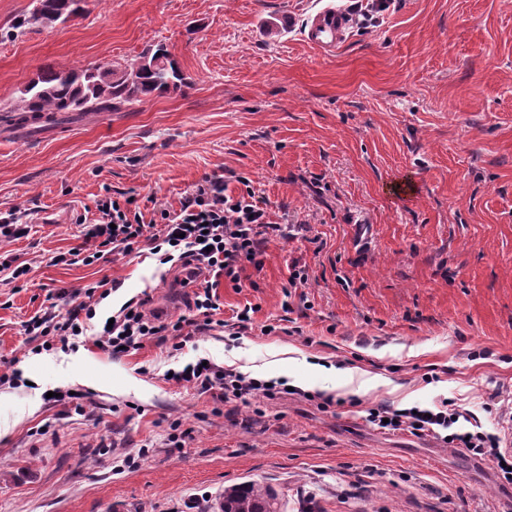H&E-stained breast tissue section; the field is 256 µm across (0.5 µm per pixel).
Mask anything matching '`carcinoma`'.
<instances>
[{"instance_id":"carcinoma-1","label":"carcinoma","mask_w":512,"mask_h":512,"mask_svg":"<svg viewBox=\"0 0 512 512\" xmlns=\"http://www.w3.org/2000/svg\"><path fill=\"white\" fill-rule=\"evenodd\" d=\"M33 11L13 29L65 24L82 11L84 0H35ZM180 65L162 44L124 66L101 62L90 68H44L21 92L15 106L0 117L28 134L79 120L88 114L115 112L125 104L186 86ZM224 512H280L277 494L257 481L224 489Z\"/></svg>"}]
</instances>
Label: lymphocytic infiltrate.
I'll return each mask as SVG.
<instances>
[{
    "mask_svg": "<svg viewBox=\"0 0 512 512\" xmlns=\"http://www.w3.org/2000/svg\"><path fill=\"white\" fill-rule=\"evenodd\" d=\"M96 209L95 222L84 225L79 244L60 254L59 262L90 265L105 255H126L139 245H149L158 253L160 264L169 263L200 277L202 284L188 302L189 312L177 320H166L148 310V297H134L114 313L111 328L97 330L91 324L96 314L97 285L86 286L80 292L61 289L52 298L65 302V310L50 307L33 316L24 328L30 342L40 343L45 350L55 345L74 350L90 341L114 356L154 342L169 345L176 355L196 336L212 331L240 336L250 329L252 317L246 308L237 312L234 322L218 319L221 297L217 288L223 281L241 288V274L246 268L262 272L265 247L281 234L280 225L269 221L265 209L254 202L252 192L230 194L223 176L216 174L205 178L182 199L178 214L163 210L155 221H144L130 201L109 195L97 201ZM172 380L223 404H247L257 398L275 400L286 394L288 387L282 379L269 383L212 361L204 364L198 360L173 371ZM462 416V411L444 400L436 408L417 411L380 404L367 420L382 431L447 438L449 447L502 463L503 478L512 482V457L500 452L498 436L459 428Z\"/></svg>",
    "mask_w": 512,
    "mask_h": 512,
    "instance_id": "obj_1",
    "label": "lymphocytic infiltrate"
}]
</instances>
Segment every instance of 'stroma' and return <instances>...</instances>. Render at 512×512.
Segmentation results:
<instances>
[{
    "label": "stroma",
    "mask_w": 512,
    "mask_h": 512,
    "mask_svg": "<svg viewBox=\"0 0 512 512\" xmlns=\"http://www.w3.org/2000/svg\"><path fill=\"white\" fill-rule=\"evenodd\" d=\"M319 0H86L53 28L0 35V107L46 66L125 64L162 43L188 81L34 136L0 123V213L29 233L0 241V512H212L258 481L281 512H512V483L431 437L384 433L367 408L449 400L512 454V0H399L352 21L322 53L300 36ZM250 179L283 237L253 288L220 285L221 319L256 305L239 339L211 332L178 359L147 344L34 350L22 324L48 291L109 278L102 323L132 297L164 318L191 292L148 246L92 265L54 264L104 193L145 218L176 211L204 177ZM305 286L285 293L292 268ZM288 316L297 333L266 335ZM199 357L301 391L213 402L165 380ZM86 396L84 413L47 399ZM147 448L138 466L113 458Z\"/></svg>",
    "instance_id": "stroma-1"
}]
</instances>
